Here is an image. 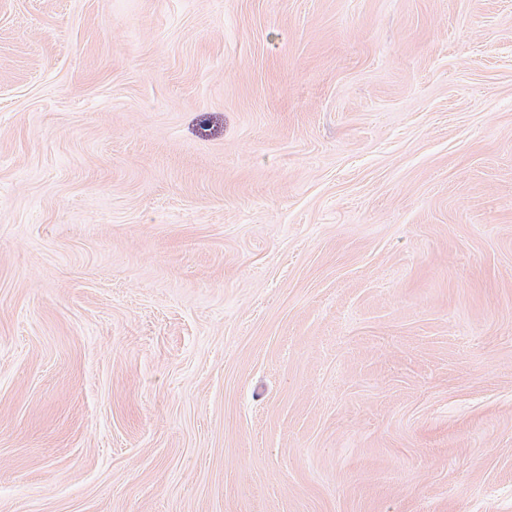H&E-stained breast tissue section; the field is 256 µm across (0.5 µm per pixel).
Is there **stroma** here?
<instances>
[{
	"label": "stroma",
	"instance_id": "obj_1",
	"mask_svg": "<svg viewBox=\"0 0 512 512\" xmlns=\"http://www.w3.org/2000/svg\"><path fill=\"white\" fill-rule=\"evenodd\" d=\"M0 512H512V0H0Z\"/></svg>",
	"mask_w": 512,
	"mask_h": 512
}]
</instances>
